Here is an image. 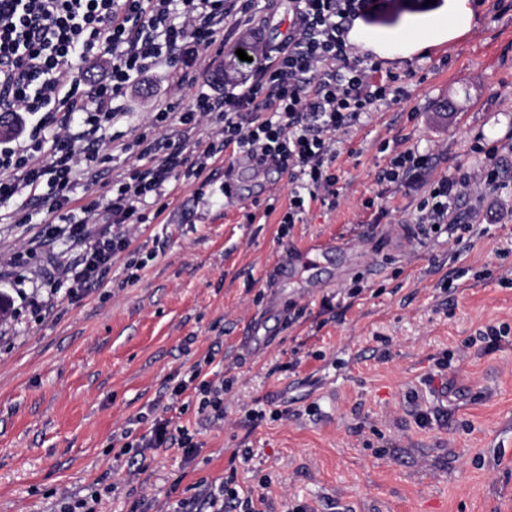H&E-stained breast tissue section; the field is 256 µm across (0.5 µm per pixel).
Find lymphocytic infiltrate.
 Segmentation results:
<instances>
[{
    "label": "lymphocytic infiltrate",
    "instance_id": "1",
    "mask_svg": "<svg viewBox=\"0 0 512 512\" xmlns=\"http://www.w3.org/2000/svg\"><path fill=\"white\" fill-rule=\"evenodd\" d=\"M374 5L375 0H288L292 31L278 44L253 45L251 53L261 64L252 80L224 94L196 91L185 106L177 100L156 105L159 121L175 118L206 129L195 159L185 157L179 145L166 152L160 139L139 137L127 175L112 184L111 199L103 204L87 195L77 206L75 175L94 174L105 162L106 132L122 113L118 100L127 85L164 67L175 91L195 88L224 51L225 18L247 14L250 5L248 0H0V112L23 123L22 130L0 140V201L49 202L55 237L82 245L63 278L50 280L51 293L102 285L113 256L127 246L124 226L146 223L151 201L165 196L173 177L201 178L227 151L253 167L287 174L289 203L282 223H298L313 201L335 209L340 192L331 167L339 135L377 102L397 103L403 96L393 76H382L379 63L358 56L348 39ZM179 51L184 59L178 64ZM94 60L108 68L90 83L85 66ZM75 115L76 133L70 129ZM473 150L483 164L435 181L418 207V224L456 233L460 205L499 186L498 146L478 141ZM92 224L102 225V232L91 235ZM191 388L209 418H223V381L202 379L196 366L168 397L177 399ZM160 407L153 402L135 417V424H147L148 430L128 436L121 454L176 446L192 456V434L183 427L172 430Z\"/></svg>",
    "mask_w": 512,
    "mask_h": 512
}]
</instances>
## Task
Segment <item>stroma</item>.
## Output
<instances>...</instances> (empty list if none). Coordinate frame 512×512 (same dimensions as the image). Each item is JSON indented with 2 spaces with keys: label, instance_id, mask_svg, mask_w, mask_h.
<instances>
[{
  "label": "stroma",
  "instance_id": "1",
  "mask_svg": "<svg viewBox=\"0 0 512 512\" xmlns=\"http://www.w3.org/2000/svg\"><path fill=\"white\" fill-rule=\"evenodd\" d=\"M441 2L433 19L404 12L381 26L388 42L357 46L403 75L409 96L377 103L341 136L335 210L311 203L283 230L287 174L242 169L228 198L224 155L210 185L176 179L165 211L129 226L103 287L51 299L37 276L75 261L80 244L50 238L45 209L0 203V262L43 244L24 277L0 274L11 300L0 512H56L98 485L97 512H170L224 480L264 489L267 512H512V337L491 352L478 343L486 326L512 325V0ZM249 13L246 26L226 20L224 56L201 84L233 89L251 75L238 43L287 37V0H252ZM402 30L413 41L393 40ZM171 96L162 69L129 84L110 158L74 198H111L134 141L155 134V103ZM478 137L500 146L508 187L476 204L463 241L421 232L420 202L440 176L480 163ZM410 148L430 155L428 169L380 185L392 151ZM336 237L351 241L348 257L298 254L292 280H270L287 246ZM133 258L146 262L134 281ZM210 354L212 379L230 384L223 419L199 415L192 390L166 413L194 432L195 458L175 447L117 456L130 420Z\"/></svg>",
  "mask_w": 512,
  "mask_h": 512
}]
</instances>
